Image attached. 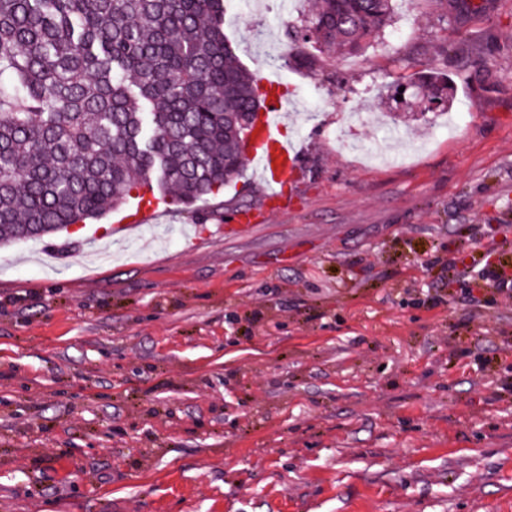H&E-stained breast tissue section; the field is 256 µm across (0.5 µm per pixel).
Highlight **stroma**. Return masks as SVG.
Instances as JSON below:
<instances>
[{
  "mask_svg": "<svg viewBox=\"0 0 512 512\" xmlns=\"http://www.w3.org/2000/svg\"><path fill=\"white\" fill-rule=\"evenodd\" d=\"M308 8L224 17L295 114L286 210L247 162L155 236L132 200L0 245V512H512V310L448 277L512 264V0H396L342 55ZM430 70L447 109L383 99Z\"/></svg>",
  "mask_w": 512,
  "mask_h": 512,
  "instance_id": "35a3bbf8",
  "label": "stroma"
}]
</instances>
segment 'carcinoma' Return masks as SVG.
Instances as JSON below:
<instances>
[{"mask_svg": "<svg viewBox=\"0 0 512 512\" xmlns=\"http://www.w3.org/2000/svg\"><path fill=\"white\" fill-rule=\"evenodd\" d=\"M226 0H0V244L122 205H191L231 182L266 95L224 38ZM392 0H316L305 41L347 52ZM428 101L453 80L429 71Z\"/></svg>", "mask_w": 512, "mask_h": 512, "instance_id": "obj_1", "label": "carcinoma"}]
</instances>
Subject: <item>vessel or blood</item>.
Segmentation results:
<instances>
[{
    "label": "vessel or blood",
    "instance_id": "1",
    "mask_svg": "<svg viewBox=\"0 0 512 512\" xmlns=\"http://www.w3.org/2000/svg\"><path fill=\"white\" fill-rule=\"evenodd\" d=\"M288 104L271 99L248 158L266 183L267 196L278 206L288 204V197L302 179L300 151L294 141L280 139L278 130L287 118Z\"/></svg>",
    "mask_w": 512,
    "mask_h": 512
}]
</instances>
